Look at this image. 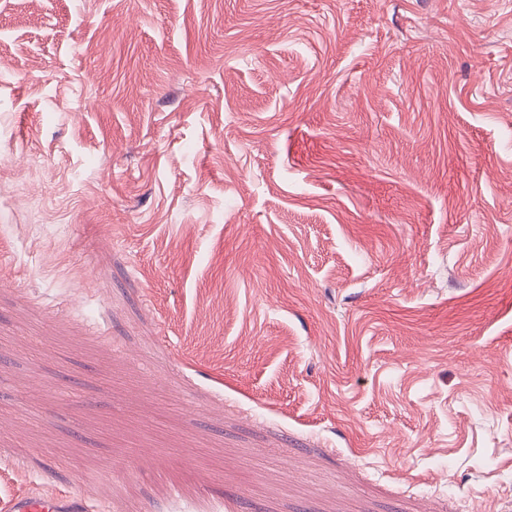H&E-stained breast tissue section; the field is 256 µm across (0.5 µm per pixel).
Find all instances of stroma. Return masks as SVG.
I'll return each instance as SVG.
<instances>
[{
    "label": "stroma",
    "mask_w": 512,
    "mask_h": 512,
    "mask_svg": "<svg viewBox=\"0 0 512 512\" xmlns=\"http://www.w3.org/2000/svg\"><path fill=\"white\" fill-rule=\"evenodd\" d=\"M512 512V0H0V512ZM88 506L85 497L57 492L53 495L35 493L14 499L8 512H97Z\"/></svg>",
    "instance_id": "35a3bbf8"
}]
</instances>
